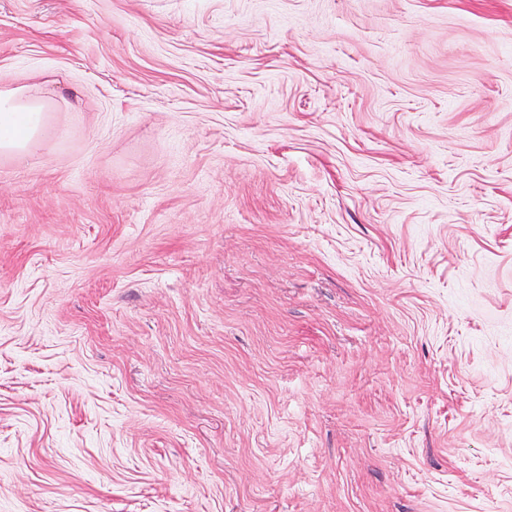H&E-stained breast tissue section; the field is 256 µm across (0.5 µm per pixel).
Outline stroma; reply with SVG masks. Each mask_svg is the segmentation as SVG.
<instances>
[{"mask_svg":"<svg viewBox=\"0 0 512 512\" xmlns=\"http://www.w3.org/2000/svg\"><path fill=\"white\" fill-rule=\"evenodd\" d=\"M0 512H512V0H0ZM56 97L40 94L21 85L0 90V154L2 156L35 152L51 133V112H56Z\"/></svg>","mask_w":512,"mask_h":512,"instance_id":"stroma-1","label":"stroma"}]
</instances>
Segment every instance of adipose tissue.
<instances>
[{
    "label": "adipose tissue",
    "mask_w": 512,
    "mask_h": 512,
    "mask_svg": "<svg viewBox=\"0 0 512 512\" xmlns=\"http://www.w3.org/2000/svg\"><path fill=\"white\" fill-rule=\"evenodd\" d=\"M59 101L33 87L0 90V154H27L41 149L51 133V114Z\"/></svg>",
    "instance_id": "obj_1"
}]
</instances>
